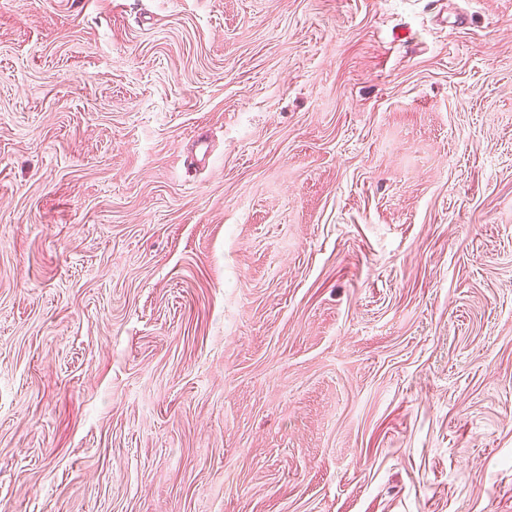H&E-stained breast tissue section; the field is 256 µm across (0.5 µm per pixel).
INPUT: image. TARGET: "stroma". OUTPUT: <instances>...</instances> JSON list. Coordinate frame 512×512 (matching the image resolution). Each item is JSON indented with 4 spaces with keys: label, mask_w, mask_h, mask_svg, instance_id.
I'll return each instance as SVG.
<instances>
[{
    "label": "stroma",
    "mask_w": 512,
    "mask_h": 512,
    "mask_svg": "<svg viewBox=\"0 0 512 512\" xmlns=\"http://www.w3.org/2000/svg\"><path fill=\"white\" fill-rule=\"evenodd\" d=\"M0 512H512V0H0Z\"/></svg>",
    "instance_id": "stroma-1"
}]
</instances>
